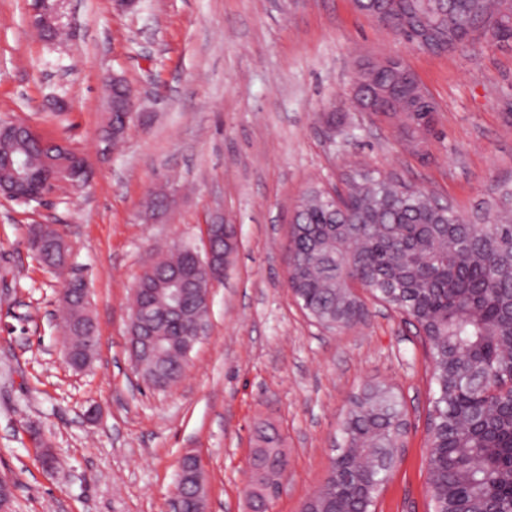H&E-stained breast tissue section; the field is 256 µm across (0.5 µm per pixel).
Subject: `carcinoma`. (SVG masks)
<instances>
[{"label": "carcinoma", "mask_w": 512, "mask_h": 512, "mask_svg": "<svg viewBox=\"0 0 512 512\" xmlns=\"http://www.w3.org/2000/svg\"><path fill=\"white\" fill-rule=\"evenodd\" d=\"M367 16L382 14L406 39L408 26L424 25L429 50L452 52L469 42H507L512 18L507 0H355ZM360 104L394 126L402 146L417 154L429 139L436 113L400 70L360 66ZM126 131L110 115L100 138L117 146ZM0 154L46 171L61 181L81 167L73 149L29 130L0 135ZM336 202L310 188L295 213L288 246V287L307 314L329 330L363 322L367 310L351 283L405 314L424 331L432 366L427 473L430 512H512V184L498 187L486 213L468 219L436 195L364 167L345 174ZM46 262L62 260L64 244L45 231ZM197 250L189 245L161 255L144 270L135 302L153 318L156 337L147 362L152 385L168 386L183 374L189 356L180 344L186 326L165 312L160 291L174 270L193 273ZM77 279L65 305L68 345L87 363L96 343L83 338L90 320ZM190 309L206 314L208 288L187 290ZM342 445L325 482L308 499V512H374L396 464L404 432L403 405L392 386L377 384L355 397L341 423ZM252 475V508H267L287 464L281 436L258 431Z\"/></svg>", "instance_id": "carcinoma-1"}]
</instances>
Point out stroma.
I'll list each match as a JSON object with an SVG mask.
<instances>
[{
	"label": "stroma",
	"instance_id": "35a3bbf8",
	"mask_svg": "<svg viewBox=\"0 0 512 512\" xmlns=\"http://www.w3.org/2000/svg\"><path fill=\"white\" fill-rule=\"evenodd\" d=\"M67 43L42 40L35 0H0V123L24 121L85 159L89 181L47 203L0 197V476L13 512H168L181 459L196 453L207 512H249L255 430L282 436L288 472L271 512H298L323 483L350 398L400 393L406 436L376 512H427L431 365L412 326L364 296V322L323 329L287 286L293 216L313 186L354 166L397 175L464 215L512 178V43L477 40L431 54L374 24L353 0H50ZM402 57L436 106L428 154L349 95L365 58ZM135 89L118 149L103 151L104 85ZM335 122H328V113ZM173 203L143 218L157 189ZM224 216L238 250L210 294L208 330L181 380L148 386L130 351L133 288L146 259L188 244ZM56 225L84 276L99 346L78 370L64 358L65 276L27 246ZM58 458L48 472L41 446Z\"/></svg>",
	"mask_w": 512,
	"mask_h": 512
}]
</instances>
